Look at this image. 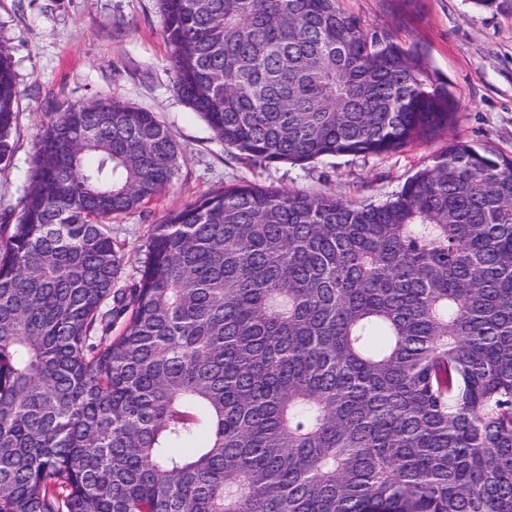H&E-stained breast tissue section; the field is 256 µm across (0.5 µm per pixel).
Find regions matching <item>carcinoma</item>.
Wrapping results in <instances>:
<instances>
[{
  "mask_svg": "<svg viewBox=\"0 0 512 512\" xmlns=\"http://www.w3.org/2000/svg\"><path fill=\"white\" fill-rule=\"evenodd\" d=\"M158 2L177 94L255 164L456 120L419 47L339 0ZM15 79L0 46V163ZM178 164L108 96L42 124L0 224V512H512V158L453 139L381 204L225 186L120 288L112 216Z\"/></svg>",
  "mask_w": 512,
  "mask_h": 512,
  "instance_id": "1",
  "label": "carcinoma"
}]
</instances>
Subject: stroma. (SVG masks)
I'll use <instances>...</instances> for the list:
<instances>
[{"mask_svg":"<svg viewBox=\"0 0 512 512\" xmlns=\"http://www.w3.org/2000/svg\"><path fill=\"white\" fill-rule=\"evenodd\" d=\"M370 29L422 48L460 101L454 136L512 157V0H342ZM0 46L16 73L13 154L0 164V224L14 223L41 122L97 96L155 112L179 149V170L155 200L112 221L124 247L122 281L135 279L154 224L212 190L245 182L355 201H385L448 143L438 136L397 153L336 156L305 168L255 166L225 148L177 95L157 0H0Z\"/></svg>","mask_w":512,"mask_h":512,"instance_id":"obj_1","label":"stroma"}]
</instances>
